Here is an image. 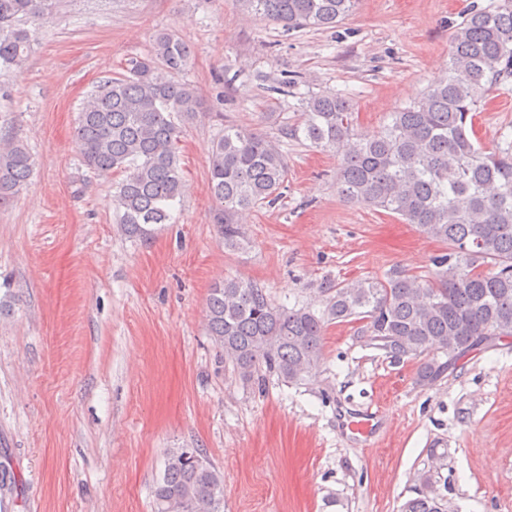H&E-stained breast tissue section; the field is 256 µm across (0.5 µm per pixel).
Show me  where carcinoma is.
<instances>
[{"mask_svg":"<svg viewBox=\"0 0 512 512\" xmlns=\"http://www.w3.org/2000/svg\"><path fill=\"white\" fill-rule=\"evenodd\" d=\"M57 0H0V72L23 66L32 31ZM242 13L285 31L334 28L358 0H235ZM191 46L171 30L155 35L149 54L98 82L78 115L76 148L102 176L121 174L112 203L122 231L145 238L171 219L184 190L181 124L200 112L196 90L181 79ZM512 77V0L473 7L450 37L447 73L413 104L390 113L380 130H356L354 103L332 92L299 97L302 123L281 134L340 154V197L395 215L448 245L423 279L403 268L325 287L324 309L274 307L266 290L230 279L211 288L207 329L224 360L251 379L265 371L302 380L321 360L333 321L364 322L377 348L395 357L442 353L452 361L479 342L512 337V146L488 152L473 142V113ZM35 162L24 144L0 142V204L28 183ZM288 173L279 144L234 125L210 151L209 189L224 249L247 240L236 215L281 197ZM493 266L486 271L484 267ZM171 451L154 489V512H224V474L199 448ZM402 512H445L427 490Z\"/></svg>","mask_w":512,"mask_h":512,"instance_id":"cac0c4a2","label":"carcinoma"}]
</instances>
